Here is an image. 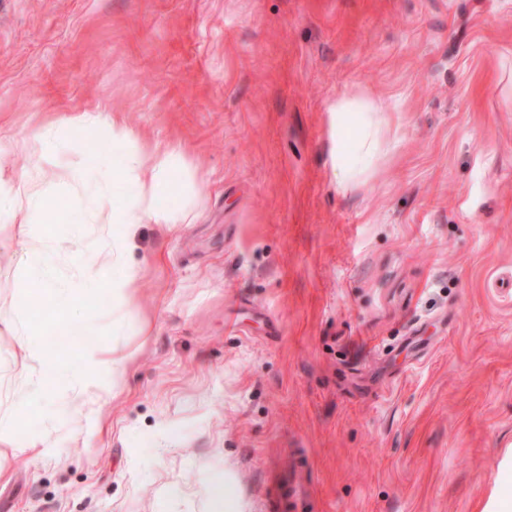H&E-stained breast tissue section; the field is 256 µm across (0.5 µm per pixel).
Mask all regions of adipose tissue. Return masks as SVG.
I'll list each match as a JSON object with an SVG mask.
<instances>
[{"label": "adipose tissue", "instance_id": "obj_1", "mask_svg": "<svg viewBox=\"0 0 512 512\" xmlns=\"http://www.w3.org/2000/svg\"><path fill=\"white\" fill-rule=\"evenodd\" d=\"M336 114V130H354L355 137L348 149L336 152V181L348 187L364 181L380 155L382 143L380 127L386 110L383 102L359 94L337 98L330 106ZM103 131L105 142L124 149L119 169H112L109 155L99 151L88 164L73 167L70 178L75 187L94 183L96 191L91 207L107 212L114 224L135 230L141 224H182L189 210L179 197H170L168 189L174 172L183 177L197 178V171L181 166L178 149H163L151 145L120 117L91 116L85 112H59L34 126L27 134L37 142L40 151L33 167L11 178H0V222L18 224V265L21 288L52 289L58 302L66 306L77 322L72 335H79V322L96 327L98 315L89 314L81 298L105 291L114 300L112 323L120 325L132 316L131 299L138 286L140 273L124 263L129 242L125 239L104 238L103 249L109 258L108 266L93 267L86 260L81 247H74L70 262L75 271L72 279L55 277L58 245L46 235L40 223L44 217L43 205L36 189L39 177L55 169L69 149L72 137L78 132ZM123 266L120 276H112L109 265ZM18 336V346L28 373L18 387V401L25 413L42 410L53 392L44 383L45 377H69L74 381L70 410H77L85 396L99 392L100 378H120L128 364L127 359L106 357L104 348L87 350L78 363L72 364L47 353L41 345L29 340V319L25 302H18L11 319Z\"/></svg>", "mask_w": 512, "mask_h": 512}]
</instances>
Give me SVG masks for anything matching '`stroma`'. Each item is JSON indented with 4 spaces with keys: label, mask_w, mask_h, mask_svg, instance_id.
<instances>
[{
    "label": "stroma",
    "mask_w": 512,
    "mask_h": 512,
    "mask_svg": "<svg viewBox=\"0 0 512 512\" xmlns=\"http://www.w3.org/2000/svg\"><path fill=\"white\" fill-rule=\"evenodd\" d=\"M393 106L367 185L330 103ZM105 109L200 170L139 225L97 428L0 437V512H483L512 446V0H0V175ZM0 226V417L26 373ZM52 433L54 456L36 443Z\"/></svg>",
    "instance_id": "obj_1"
}]
</instances>
